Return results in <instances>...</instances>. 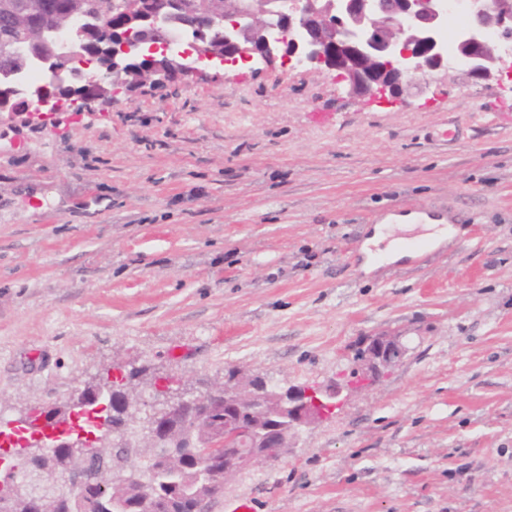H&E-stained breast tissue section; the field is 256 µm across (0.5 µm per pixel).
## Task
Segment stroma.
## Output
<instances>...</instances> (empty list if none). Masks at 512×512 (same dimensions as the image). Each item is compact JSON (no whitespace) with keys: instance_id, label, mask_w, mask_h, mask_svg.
I'll list each match as a JSON object with an SVG mask.
<instances>
[{"instance_id":"obj_1","label":"stroma","mask_w":512,"mask_h":512,"mask_svg":"<svg viewBox=\"0 0 512 512\" xmlns=\"http://www.w3.org/2000/svg\"><path fill=\"white\" fill-rule=\"evenodd\" d=\"M422 82L382 106L277 63L0 113V426L132 369L138 418L231 371L336 382L205 512H512V90ZM428 209L459 219L428 251L346 265ZM381 334L402 356L345 389Z\"/></svg>"}]
</instances>
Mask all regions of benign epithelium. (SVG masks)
Segmentation results:
<instances>
[{"label": "benign epithelium", "mask_w": 512, "mask_h": 512, "mask_svg": "<svg viewBox=\"0 0 512 512\" xmlns=\"http://www.w3.org/2000/svg\"><path fill=\"white\" fill-rule=\"evenodd\" d=\"M208 0L205 16L210 25L198 24L194 6L182 0H114L112 9L94 13L97 26L109 33L98 46L106 59L102 78L92 80L99 94L112 95V87L137 84L138 79L163 85L178 75L195 82L238 63L289 66H325L338 72L355 95L392 104L402 80L435 71H463L504 85L512 82V0H468L465 25L454 34L448 50V0ZM0 8L15 17L16 31L40 45L38 61L46 79L18 85L0 96V112L24 111L39 118L76 112L86 100L70 85L68 61L60 57L45 32L29 21V0H6ZM365 344L359 377L350 387H364L371 377L394 362L399 342L394 336H371ZM340 386L273 389L260 397L250 387L224 386L194 398L170 400L148 412L146 429L157 448L191 457L200 467L224 461V473L257 459L275 457L288 447L289 431L321 420L335 406ZM112 392L102 388L93 397H80L69 405L68 421L42 422V433L30 438L13 426L0 431V502L17 497L32 501L35 512L53 490L59 472L48 459V443L58 448L104 446L103 438L80 427L90 417L102 423ZM266 402L267 417L275 424L255 429L250 453H244L249 433L241 426L243 406ZM224 411V434L202 448L171 443L172 422L198 416V406Z\"/></svg>", "instance_id": "7a95c632"}]
</instances>
